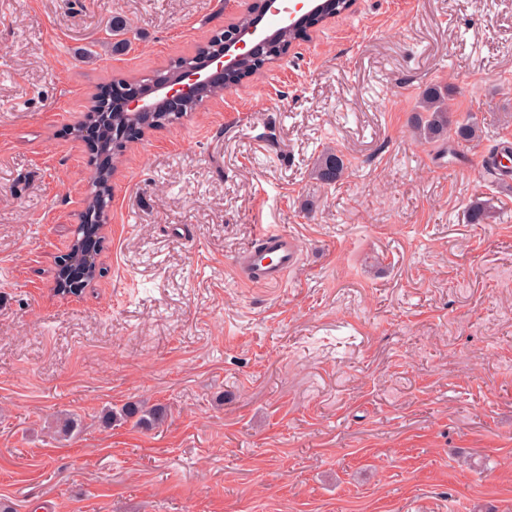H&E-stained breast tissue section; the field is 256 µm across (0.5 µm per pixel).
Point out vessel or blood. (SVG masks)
Returning <instances> with one entry per match:
<instances>
[{
	"mask_svg": "<svg viewBox=\"0 0 512 512\" xmlns=\"http://www.w3.org/2000/svg\"><path fill=\"white\" fill-rule=\"evenodd\" d=\"M300 245L291 234L262 231L240 255L237 267L243 280L257 286L283 283L300 260Z\"/></svg>",
	"mask_w": 512,
	"mask_h": 512,
	"instance_id": "obj_1",
	"label": "vessel or blood"
}]
</instances>
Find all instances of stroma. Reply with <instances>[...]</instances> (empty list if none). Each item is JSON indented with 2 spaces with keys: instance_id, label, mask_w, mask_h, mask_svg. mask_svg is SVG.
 I'll use <instances>...</instances> for the list:
<instances>
[{
  "instance_id": "1",
  "label": "stroma",
  "mask_w": 512,
  "mask_h": 512,
  "mask_svg": "<svg viewBox=\"0 0 512 512\" xmlns=\"http://www.w3.org/2000/svg\"><path fill=\"white\" fill-rule=\"evenodd\" d=\"M251 2L0 0V503L512 512V194L475 169L512 146V0H359L117 158L75 135L104 88L156 82ZM437 84L480 142L415 135ZM104 164L100 273L55 293ZM268 227L301 257L256 287L236 259ZM136 400L167 421L100 425ZM61 412L68 441L44 429ZM344 168L343 158L337 153L327 151L318 160L314 169V175L320 183L332 184L341 178Z\"/></svg>"
}]
</instances>
